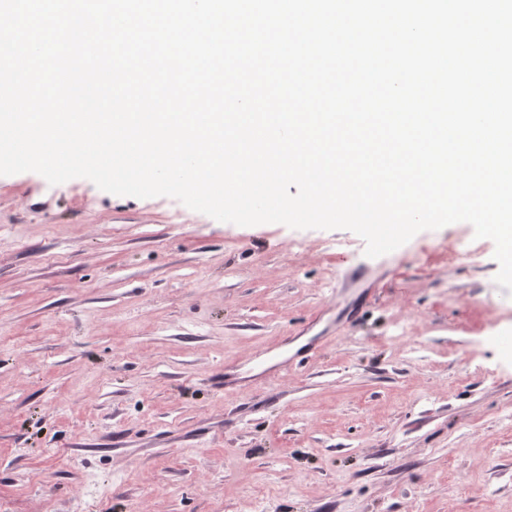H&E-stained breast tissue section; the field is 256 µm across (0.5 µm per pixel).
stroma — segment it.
<instances>
[{
    "mask_svg": "<svg viewBox=\"0 0 512 512\" xmlns=\"http://www.w3.org/2000/svg\"><path fill=\"white\" fill-rule=\"evenodd\" d=\"M365 247L0 176V512H512L493 241L459 222Z\"/></svg>",
    "mask_w": 512,
    "mask_h": 512,
    "instance_id": "stroma-1",
    "label": "stroma"
}]
</instances>
